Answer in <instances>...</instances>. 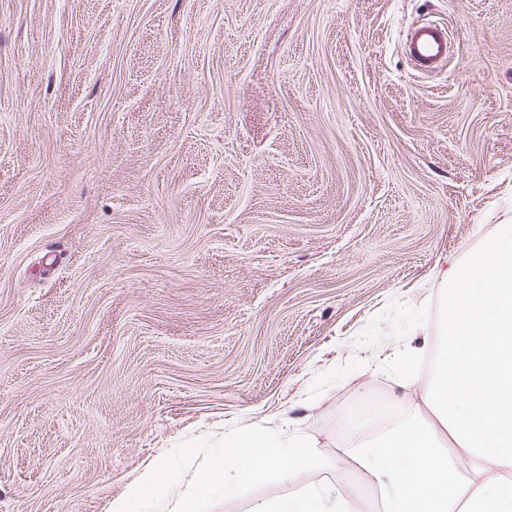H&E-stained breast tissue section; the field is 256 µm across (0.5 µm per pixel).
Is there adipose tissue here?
Returning <instances> with one entry per match:
<instances>
[{
  "label": "adipose tissue",
  "instance_id": "ef3b65f1",
  "mask_svg": "<svg viewBox=\"0 0 512 512\" xmlns=\"http://www.w3.org/2000/svg\"><path fill=\"white\" fill-rule=\"evenodd\" d=\"M440 343L434 372L413 404L417 358L430 338L421 324L395 357L389 392L396 418L351 422V460L381 512H512V224L460 261L438 269ZM251 512H365L341 486L308 484Z\"/></svg>",
  "mask_w": 512,
  "mask_h": 512
}]
</instances>
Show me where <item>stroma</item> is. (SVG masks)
I'll list each match as a JSON object with an SVG mask.
<instances>
[{
	"label": "stroma",
	"instance_id": "35a3bbf8",
	"mask_svg": "<svg viewBox=\"0 0 512 512\" xmlns=\"http://www.w3.org/2000/svg\"><path fill=\"white\" fill-rule=\"evenodd\" d=\"M498 224L512 0H0V512H109L237 426L335 459ZM319 480L367 493L343 464L212 512ZM404 48L409 59L422 73H432L448 61V32L434 23L412 26L406 32Z\"/></svg>",
	"mask_w": 512,
	"mask_h": 512
}]
</instances>
